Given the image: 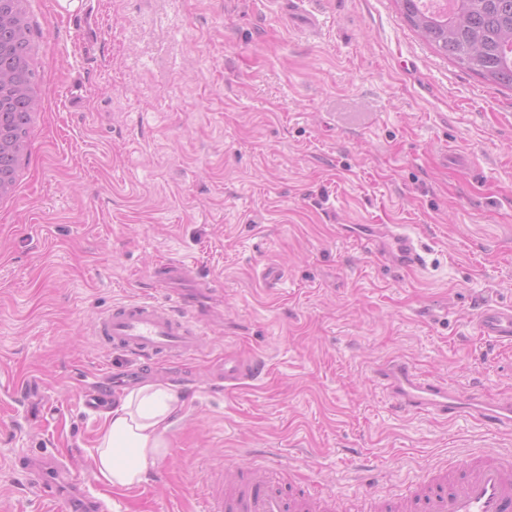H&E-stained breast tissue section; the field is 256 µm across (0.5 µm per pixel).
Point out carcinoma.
I'll list each match as a JSON object with an SVG mask.
<instances>
[{
    "label": "carcinoma",
    "instance_id": "carcinoma-1",
    "mask_svg": "<svg viewBox=\"0 0 512 512\" xmlns=\"http://www.w3.org/2000/svg\"><path fill=\"white\" fill-rule=\"evenodd\" d=\"M417 33L439 54L485 82L512 90V0H396ZM11 25L0 30V72L34 88L30 62L31 25L24 3L11 4ZM38 107L27 92L0 109V132L10 150L0 151V175L14 185L18 161L28 147L31 118Z\"/></svg>",
    "mask_w": 512,
    "mask_h": 512
}]
</instances>
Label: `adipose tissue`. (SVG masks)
I'll return each mask as SVG.
<instances>
[{
	"mask_svg": "<svg viewBox=\"0 0 512 512\" xmlns=\"http://www.w3.org/2000/svg\"><path fill=\"white\" fill-rule=\"evenodd\" d=\"M182 405L175 392L158 384L124 393L97 430L93 466L98 479L115 490L145 482L168 451L167 432Z\"/></svg>",
	"mask_w": 512,
	"mask_h": 512,
	"instance_id": "obj_1",
	"label": "adipose tissue"
}]
</instances>
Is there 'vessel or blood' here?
I'll list each match as a JSON object with an SVG mask.
<instances>
[{
  "mask_svg": "<svg viewBox=\"0 0 512 512\" xmlns=\"http://www.w3.org/2000/svg\"><path fill=\"white\" fill-rule=\"evenodd\" d=\"M365 244L396 269L421 267L424 257L417 237L404 224H393L384 234L367 235ZM185 264L167 261L156 266L153 282L166 289L164 299L149 298L114 305L93 322L97 341L137 363L139 371L160 363L177 364L200 352L207 343L199 299L201 290H170V282L188 276ZM477 332L500 344H512V304L483 302ZM257 361L225 356L212 379L231 390L251 380ZM376 377L392 410L433 415L448 420L469 417L488 430L512 432V397L496 400L426 378L408 362L390 359ZM45 503L66 512L65 490L74 488L73 475L54 457L33 463L19 457ZM280 464L275 459L253 463L247 469L226 468L223 491L213 493L206 512H327L329 494L297 488L284 492L278 483ZM433 480L413 504L415 512H512V448H479L455 465L435 464Z\"/></svg>",
  "mask_w": 512,
  "mask_h": 512,
  "instance_id": "vessel-or-blood-1",
  "label": "vessel or blood"
}]
</instances>
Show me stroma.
Wrapping results in <instances>:
<instances>
[{
    "label": "stroma",
    "mask_w": 512,
    "mask_h": 512,
    "mask_svg": "<svg viewBox=\"0 0 512 512\" xmlns=\"http://www.w3.org/2000/svg\"><path fill=\"white\" fill-rule=\"evenodd\" d=\"M41 107L0 196V512H49L15 465L61 454L112 512H204L209 473L271 450L346 512L477 447L466 420L394 412L391 358L512 396V345L475 333L512 303V90L422 42L394 0H27ZM348 224H406L423 268L391 271ZM194 264L224 314L204 350L141 384L185 405L139 487L107 489L82 404L133 364L91 323ZM262 373L232 392L225 355ZM38 380L44 418L7 386Z\"/></svg>",
    "instance_id": "obj_1"
}]
</instances>
